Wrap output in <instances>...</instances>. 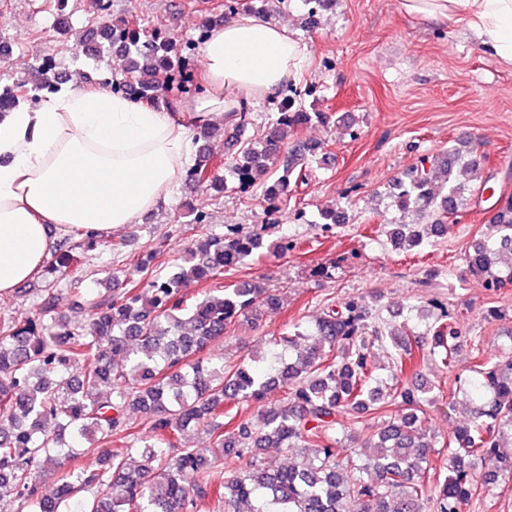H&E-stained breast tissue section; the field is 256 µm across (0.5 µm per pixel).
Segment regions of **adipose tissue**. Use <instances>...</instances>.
<instances>
[{
  "instance_id": "obj_1",
  "label": "adipose tissue",
  "mask_w": 512,
  "mask_h": 512,
  "mask_svg": "<svg viewBox=\"0 0 512 512\" xmlns=\"http://www.w3.org/2000/svg\"><path fill=\"white\" fill-rule=\"evenodd\" d=\"M405 14L466 20L512 66V0H399ZM203 95L152 106L78 81L0 115V297L31 280L61 236L107 234L169 200L196 152L183 119L221 117L294 81L306 48L258 14L210 27L199 44Z\"/></svg>"
}]
</instances>
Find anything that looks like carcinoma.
Segmentation results:
<instances>
[{"instance_id": "cac0c4a2", "label": "carcinoma", "mask_w": 512, "mask_h": 512, "mask_svg": "<svg viewBox=\"0 0 512 512\" xmlns=\"http://www.w3.org/2000/svg\"><path fill=\"white\" fill-rule=\"evenodd\" d=\"M93 32L118 45L144 44L143 61H133L122 93L152 103L165 86L160 77L183 68L168 55L164 32L131 16L115 23L98 18ZM302 92L282 98L258 136L242 139L246 107L224 128V168L219 176L201 151L187 178L217 192L253 197L269 210L288 200L307 181L309 162L327 142L298 137L303 129L345 120L299 103ZM22 98L18 85L0 89V113ZM477 140L457 141L442 154L424 155L389 185L387 208L414 220L383 225L386 244L399 251L435 247L457 218L469 212L472 197L488 189L492 176L482 165ZM357 188L319 213L322 226L351 221L348 205ZM489 224L464 255L466 273L489 292L512 283V194L492 204ZM167 237L133 255L127 240L103 245L144 282L95 291L75 280L65 289L76 321L56 318L61 292L57 272L76 248L44 269L45 288L34 317L22 323L0 318V498L11 497L27 512H464V506L512 474V456L500 452L512 438V355L495 362L473 349L472 365L453 375L463 394L467 422L442 442L443 470L431 465L437 437L428 436L426 406L440 385L395 380L385 388L371 349L389 352L405 374L412 344L431 338L430 360L440 371L454 367L463 334L457 315L433 301L436 314L424 330L403 317L395 328L363 297L328 300L314 322L303 319L271 340L263 355L246 362L206 358L211 343L258 327L283 305L282 294L262 281L220 285L200 296L190 282H215L224 272L286 255L297 241L282 237L274 247L263 229L229 228L197 241L181 263L163 265ZM345 256L314 269L322 281L336 277ZM281 397L272 400V391ZM399 408L379 426L362 419L377 404ZM251 403L253 423L224 410V404ZM149 419L151 436L131 433L132 413ZM199 432L208 444L196 447ZM360 444L365 462L341 471L336 448ZM277 448L296 460L270 470L262 454ZM487 463L478 473L473 461ZM224 472V494L214 490L216 470ZM58 474L55 493L42 494L35 471Z\"/></svg>"}]
</instances>
